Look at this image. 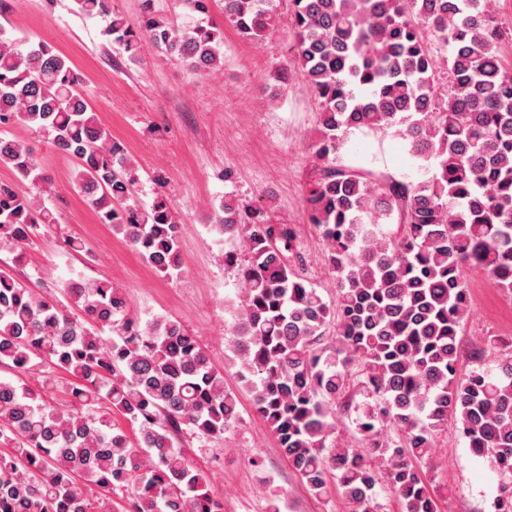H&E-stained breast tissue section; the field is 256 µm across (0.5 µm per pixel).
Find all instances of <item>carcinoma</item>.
Returning a JSON list of instances; mask_svg holds the SVG:
<instances>
[{"instance_id":"obj_1","label":"carcinoma","mask_w":512,"mask_h":512,"mask_svg":"<svg viewBox=\"0 0 512 512\" xmlns=\"http://www.w3.org/2000/svg\"><path fill=\"white\" fill-rule=\"evenodd\" d=\"M295 67L317 104L318 178L306 198L326 243L336 305L291 263L296 233L229 195L213 208L235 243L241 301L228 330L238 379L281 454L320 498L328 477L357 512H376L380 476L403 512H442L424 479L439 435L458 430L503 478L497 512H512V356L496 371L458 375L467 313L464 272L483 268L512 295V72L498 46L495 0H289ZM110 17L107 34L135 58L142 39L196 73L220 62V32L203 20L170 25L151 11L133 25L109 0H74ZM267 0H224V18L258 41L274 25ZM52 47L0 26V128L52 137L76 161L75 179L97 212L166 276L182 266L166 199L130 203L135 178ZM393 134L417 162L414 180L379 178L342 162L348 138ZM0 512H223L207 474L174 446L186 427L222 439L236 400L194 336L176 320L142 324L107 280L64 283L78 312L21 284L13 268L52 212L30 192L48 184L36 149L0 134ZM396 220V228L383 225ZM107 327L112 335L104 336ZM71 378L60 408L21 376L40 365ZM121 416L135 439L113 423ZM351 419L361 447L336 445Z\"/></svg>"}]
</instances>
